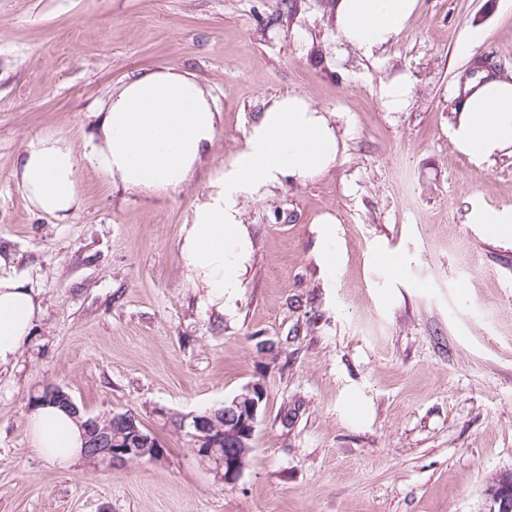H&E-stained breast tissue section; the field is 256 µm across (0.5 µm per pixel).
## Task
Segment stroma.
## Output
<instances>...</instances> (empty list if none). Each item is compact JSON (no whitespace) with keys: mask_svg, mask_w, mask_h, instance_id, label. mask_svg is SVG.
Segmentation results:
<instances>
[{"mask_svg":"<svg viewBox=\"0 0 512 512\" xmlns=\"http://www.w3.org/2000/svg\"><path fill=\"white\" fill-rule=\"evenodd\" d=\"M479 59L512 80V0H417L375 62L337 39L335 0H0V271L41 308L0 367V512H485L512 472V232L474 216L512 213V147L478 160L455 142ZM160 67L215 96L194 179L134 197L84 160L76 213H35L11 176L25 141L82 140L131 75ZM396 80L411 102L390 112ZM288 92L328 112L336 164L244 203L241 286L204 306L182 226ZM255 382L264 410L227 485L165 416ZM48 384L89 415L132 412L163 457L44 459L27 418ZM381 98L385 109L400 112L410 103L411 89L405 81L391 83L384 88Z\"/></svg>","mask_w":512,"mask_h":512,"instance_id":"stroma-1","label":"stroma"}]
</instances>
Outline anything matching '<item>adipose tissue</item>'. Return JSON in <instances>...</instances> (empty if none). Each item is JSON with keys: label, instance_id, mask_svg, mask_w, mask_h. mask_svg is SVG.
Listing matches in <instances>:
<instances>
[{"label": "adipose tissue", "instance_id": "1", "mask_svg": "<svg viewBox=\"0 0 512 512\" xmlns=\"http://www.w3.org/2000/svg\"><path fill=\"white\" fill-rule=\"evenodd\" d=\"M417 0H336L337 38L362 58L378 59L403 34ZM456 132L460 148L488 156L512 146V82L485 73L467 81ZM219 114L213 93L193 74L164 67L128 78L96 115L82 142L57 134L30 137L12 170L40 215L67 220L81 204L78 162L87 159L130 194H170L194 176L213 144ZM336 164V128L305 96L274 97L244 145L210 177L183 226L179 254L186 281L204 305L223 309L240 286L250 242L242 200L286 181L320 175ZM40 313L24 279L0 273V366L15 362ZM28 426L39 455L65 467L81 457L77 419L52 406L32 409Z\"/></svg>", "mask_w": 512, "mask_h": 512}]
</instances>
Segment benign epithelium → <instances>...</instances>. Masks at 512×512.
Segmentation results:
<instances>
[{
	"mask_svg": "<svg viewBox=\"0 0 512 512\" xmlns=\"http://www.w3.org/2000/svg\"><path fill=\"white\" fill-rule=\"evenodd\" d=\"M59 400L87 429L98 447L95 460L122 464L132 460L156 461L164 455L159 439L139 426L137 416H124V429L114 434L100 428L99 418L82 414L72 396L58 388ZM265 390L259 383L245 386L204 414L181 416L178 423L195 457L214 477L226 484L236 482L249 458ZM487 512H512V488L493 486L488 491Z\"/></svg>",
	"mask_w": 512,
	"mask_h": 512,
	"instance_id": "obj_1",
	"label": "benign epithelium"
}]
</instances>
